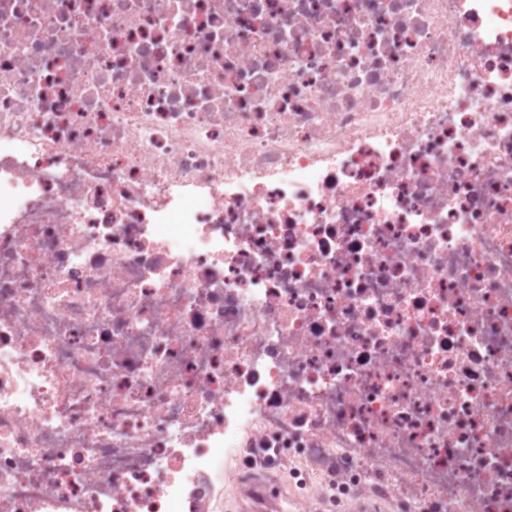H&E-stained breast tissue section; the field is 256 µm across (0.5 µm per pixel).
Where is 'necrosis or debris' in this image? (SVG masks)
I'll return each instance as SVG.
<instances>
[{"instance_id":"necrosis-or-debris-1","label":"necrosis or debris","mask_w":512,"mask_h":512,"mask_svg":"<svg viewBox=\"0 0 512 512\" xmlns=\"http://www.w3.org/2000/svg\"><path fill=\"white\" fill-rule=\"evenodd\" d=\"M512 512V0H0V512ZM237 462L231 456V454L224 452V510L223 512H246L244 511L245 504H251V501L247 499L245 491L248 485L241 479L238 480L234 485L228 484L225 478L229 469L235 468ZM239 501L238 508L236 507ZM237 510V511H236Z\"/></svg>"}]
</instances>
